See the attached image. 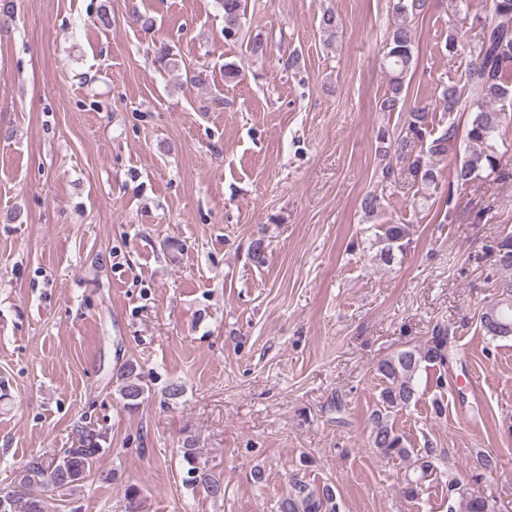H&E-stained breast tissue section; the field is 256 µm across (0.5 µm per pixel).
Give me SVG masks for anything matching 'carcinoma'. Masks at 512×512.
<instances>
[{
	"instance_id": "cac0c4a2",
	"label": "carcinoma",
	"mask_w": 512,
	"mask_h": 512,
	"mask_svg": "<svg viewBox=\"0 0 512 512\" xmlns=\"http://www.w3.org/2000/svg\"><path fill=\"white\" fill-rule=\"evenodd\" d=\"M224 8V37L234 39L240 36L246 0H221ZM428 7L427 0H394V23L387 33L381 64L389 76V88L379 108L383 112L394 111L403 100L405 81L415 64L416 36L409 17L423 13ZM469 16L467 0H448V41L449 52L462 54L465 69L463 84H450L444 88L439 108L453 113L467 111L470 121L459 135L458 125L451 121L448 128L434 135L428 116L430 108L420 103L414 105L402 129L389 136L385 154L389 162L383 167L385 182L394 175V164L405 163L410 174L424 189L437 180V173L430 159L448 154L458 140L465 141V156L456 164L453 179L456 185L464 187L484 175L502 179L507 175L503 168V154L499 151L498 138L505 120V113L494 104L512 95V0H488L486 16L478 40L472 43L461 41V30ZM340 25L338 17L323 13L320 26L327 35L326 43L333 42ZM412 233L409 224H388L377 242L381 243L379 256L389 263L394 251L403 249V240ZM265 238L252 240L248 256L251 262L262 266L267 261ZM493 265L505 273L496 282L495 288L500 300L488 308L480 317L484 335L493 339L512 336V235L500 239L491 249ZM451 336L449 328L438 326L432 336L418 347L400 350L382 360L376 366V373L385 386L379 395L380 408L373 411V426L369 444L387 459L405 460L414 454L406 446L391 421L397 411L408 407L415 399V378L422 365L446 366L451 359ZM121 381L120 395L124 407L130 412L140 408L148 386L132 363L124 364L116 373ZM102 452L98 435L88 432L82 435L81 445L67 448L63 454L46 461L32 457L26 464L21 478L12 489L0 493V512H49L47 493L74 491L81 487L95 466ZM182 460L187 467L188 482L199 486L205 495L213 500L224 498V478L206 466L200 465L197 451L189 441L181 448ZM433 449H428L421 462V475L406 479L404 493L413 499L418 495L420 482L433 468ZM498 466V460L491 454L476 457L475 480L486 478ZM291 490L278 501L277 512H336V495L328 485L313 488L292 475ZM448 498L454 502L449 512H496L495 492L475 493L468 484L455 478L448 482Z\"/></svg>"
}]
</instances>
